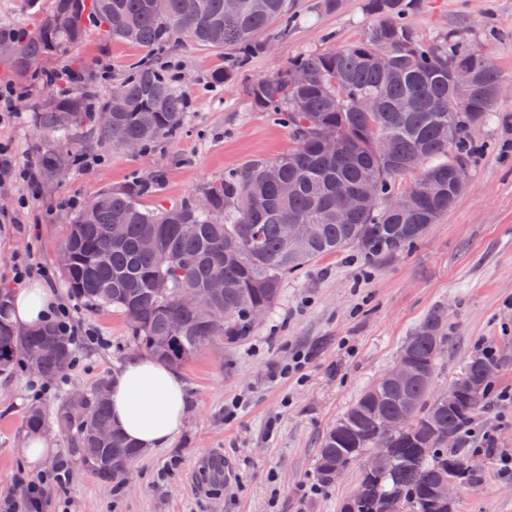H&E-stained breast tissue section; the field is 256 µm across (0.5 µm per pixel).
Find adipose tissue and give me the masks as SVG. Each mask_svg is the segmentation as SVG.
Returning a JSON list of instances; mask_svg holds the SVG:
<instances>
[{
	"label": "adipose tissue",
	"mask_w": 512,
	"mask_h": 512,
	"mask_svg": "<svg viewBox=\"0 0 512 512\" xmlns=\"http://www.w3.org/2000/svg\"><path fill=\"white\" fill-rule=\"evenodd\" d=\"M11 324L30 330L46 323L57 307L52 289L34 280L10 291L5 302ZM112 424L144 449L168 444L181 430L187 395L179 375L151 356L128 360L109 385Z\"/></svg>",
	"instance_id": "adipose-tissue-1"
}]
</instances>
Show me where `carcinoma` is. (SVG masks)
<instances>
[{"instance_id":"cac0c4a2","label":"carcinoma","mask_w":512,"mask_h":512,"mask_svg":"<svg viewBox=\"0 0 512 512\" xmlns=\"http://www.w3.org/2000/svg\"><path fill=\"white\" fill-rule=\"evenodd\" d=\"M416 0H366L377 17L354 43L297 56L282 70L254 80L246 89L252 106L288 122L296 146L277 157L256 159L224 173L200 191L207 205L185 199L154 208L141 198L153 186L133 181L97 195L68 225L64 246L72 267L64 272L69 288L90 306L120 308L138 346L162 363L181 367L216 339L233 344L250 336L258 324L253 312H268L284 281L320 258L357 248L376 264L413 246L457 199L456 174L467 166L466 141L497 100L502 87L496 67L484 53L466 49L446 35L422 41L406 20ZM293 0H52L28 33L17 30L0 37L16 46L13 72L24 75L44 58L82 43L92 29L111 39L153 51L174 37L217 50L234 52L242 68L252 54L268 44L262 34L275 22L290 24ZM469 70L473 89L454 91L452 78ZM306 81L295 84V71ZM39 126L63 142L49 148L43 164L48 174L72 169L79 158L78 129L93 123L99 137L112 147L140 148L158 137L180 132L186 99L167 72L144 61L112 87L104 102L85 88L38 108ZM342 136L349 148L329 153L324 141ZM371 183L373 202L336 216V191H359ZM401 194L407 207L392 211L387 202ZM306 224L304 245L291 239L294 226ZM157 238L156 249L141 247L144 236ZM110 258L103 265L99 258ZM224 283L218 295L211 284ZM200 297L191 305L182 293ZM429 316L402 349L410 352L422 378L400 387L379 379L359 395L326 431L316 462V475L330 483L338 459H352L361 448H382L377 463L359 472L363 496L344 505L353 512H448L433 496L436 483L464 468L461 448L448 447L474 418L487 409L491 390L480 389L478 405L469 407L458 384L469 379L480 362L475 356L461 376L439 394L428 383L436 372L437 355L429 336L439 326ZM42 350L34 363L17 348ZM69 337L48 323L18 332L5 321L0 303V364L19 360L53 379L73 364ZM96 390L56 409L57 423L76 428L79 462L104 484L117 482L123 465L133 461L136 446L112 426L109 402ZM413 408L416 420L402 433L384 440L377 423ZM46 410L31 406L25 426L44 428Z\"/></svg>"}]
</instances>
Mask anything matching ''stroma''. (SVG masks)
<instances>
[{
  "label": "stroma",
  "instance_id": "obj_1",
  "mask_svg": "<svg viewBox=\"0 0 512 512\" xmlns=\"http://www.w3.org/2000/svg\"><path fill=\"white\" fill-rule=\"evenodd\" d=\"M287 32H275L270 51L216 85L214 72L230 54L171 39L152 54L91 33L64 53L45 59L41 74L17 81L0 61V85H17L16 111L0 109V147L14 162L38 163L48 141L33 104L70 93L48 85L47 73L81 60L84 70L107 67L97 81L107 97L131 63L150 58L174 64L175 88L188 102L184 128L138 153L112 148L94 128L83 133L90 168L41 178L38 197L25 184L0 182V294L14 288V267L26 260L45 269L47 287L68 305L83 334L65 374L47 382L21 365L0 367V492L18 479L38 480L67 461L69 480L47 490L42 512H342L356 478L320 483L316 457L322 435L361 391L395 362L407 339L432 314L442 319L445 347L434 381L447 389L465 362L493 349L497 391L512 392V0H418L410 22L425 41L448 33L486 53L497 65L505 91L472 130L467 169L470 186L452 208L409 250L367 265L350 248L290 276L278 301L245 340H217L179 368L189 399L184 426L164 448L144 451L129 484L107 486L81 468L73 450L76 431L49 422L44 434L54 453L41 469L19 454L32 402L54 412L72 392H91L130 358L140 355L123 312L93 308L70 290L57 256L78 208L101 191L139 179L153 183L152 206L196 195L227 170L291 149L287 124L256 111L247 94L302 53L359 39L374 23L364 0H294ZM311 351L300 371L285 375L293 353ZM475 430L493 433V454L481 455L474 480L461 486L452 512H512V479L498 475V456L512 455V399L497 401Z\"/></svg>",
  "mask_w": 512,
  "mask_h": 512
}]
</instances>
